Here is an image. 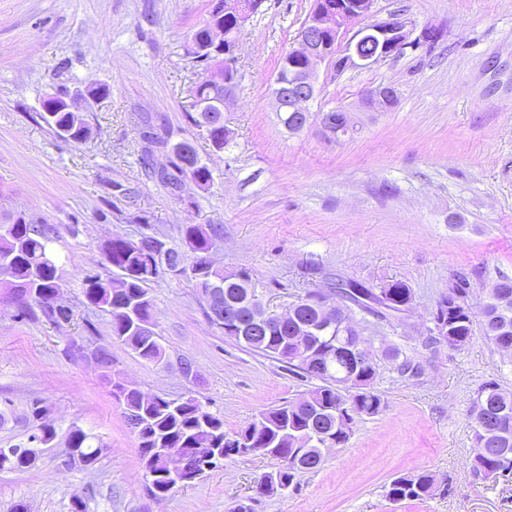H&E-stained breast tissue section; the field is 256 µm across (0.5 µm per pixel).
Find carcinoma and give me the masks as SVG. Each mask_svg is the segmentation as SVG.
<instances>
[{"instance_id": "obj_1", "label": "carcinoma", "mask_w": 512, "mask_h": 512, "mask_svg": "<svg viewBox=\"0 0 512 512\" xmlns=\"http://www.w3.org/2000/svg\"><path fill=\"white\" fill-rule=\"evenodd\" d=\"M214 21L208 16L190 35L188 54L192 60L206 58L207 28ZM224 24L226 40L236 42L245 26L244 17L240 16L238 7L229 8L221 19ZM193 98V111L186 113L188 122L206 132L212 147L217 152L224 151L230 142V130L224 120L213 112L216 102L224 99V87L213 86L201 77L190 89ZM39 116L44 124L58 136L81 143L90 137L91 130L82 115L64 110V96L60 93L46 95L41 103ZM144 139L151 145L167 148L173 157L169 166L158 170L152 165V150L142 155V163L151 175L162 183L169 194L180 198L183 178L192 174L198 186L207 187L213 180L211 168L203 161H198L191 172H186L182 162L183 152L190 151L197 155L194 146L182 141L173 145L151 131H144ZM185 249L171 247L169 252L184 256L186 266L181 275L190 277L204 299H209L212 289H222L221 301H240L251 289L250 276L245 270L232 272V276L213 270L206 262V256L217 248L224 235V228L214 224H184L180 229ZM156 236L145 234L140 242L132 243L122 237L110 238L100 245L105 261L112 266V272L119 276H130L128 290L130 296L143 298L138 312L140 318L153 315V299L149 293L152 282L166 275L163 260L154 247ZM52 242L50 228L23 212L0 213V257L7 265L0 267V285L6 288L10 298L20 307L22 315L38 308L50 321L69 320L70 313L57 305L66 282L62 268L58 265L49 244ZM113 279L103 278L100 274H89L83 279L82 294L86 302L102 309L110 316L112 338L132 347L138 356L152 362L158 356L161 347L159 336H144L132 327V320L127 314L129 296L113 293ZM392 294L391 302L402 304L412 296L411 289L403 281L389 284ZM456 298L460 301L459 313L448 323V346L463 347L473 334L474 324L480 323L484 336L494 345L507 343L512 346V303L504 307L493 295L479 306L468 301L469 288L464 279L456 282ZM316 294H308L295 303V315L288 318V323L274 325L270 331L257 338L246 347L254 352L277 359L289 365V371L295 370L305 378L317 379L321 385L310 391L314 402L323 409V413L313 418L303 417L289 409L284 403L262 411L246 426L239 429L243 434L252 428H259L258 439L270 448L279 449V457L289 456L294 451L292 438L316 427L331 429L337 427L346 412L348 397L343 388L336 385L337 379L346 371L360 372L374 382L378 363L359 367L350 357V345L364 335V320L356 318L355 309L347 308V320H338L335 326L325 328L319 324L317 312L313 305ZM317 357L326 363V372L322 375L310 371L307 360ZM385 358L398 362V372H414L410 358L399 348L388 346ZM385 402L382 397L369 388L357 406L358 417L374 416L382 411ZM123 411L133 412L149 428V434L138 443L140 461H145L148 449L157 445L164 448H196L205 442L209 447H224V419L209 411L198 398L189 396L185 399L172 400L156 395L144 402L138 394L127 396ZM47 406L35 402L30 406L26 417L27 433L24 441L16 444L17 450L12 454L0 456V469L24 471L31 467L30 459L20 452L30 448L33 441L46 431L56 437L58 432L47 421ZM470 415L475 423L476 455L475 472L487 478H500L506 472H512V391L503 389L496 382H487L477 391ZM67 445L86 448L89 453L101 447L99 438L79 427L68 430ZM322 464L320 446L311 443L301 449L298 462L283 477L289 484H294L300 472L313 471ZM165 467L162 460L143 468L149 486L157 495L169 496L167 481L162 476ZM436 482L431 472L417 474L403 473L390 483L387 497L400 502L405 500H422L430 495Z\"/></svg>"}]
</instances>
